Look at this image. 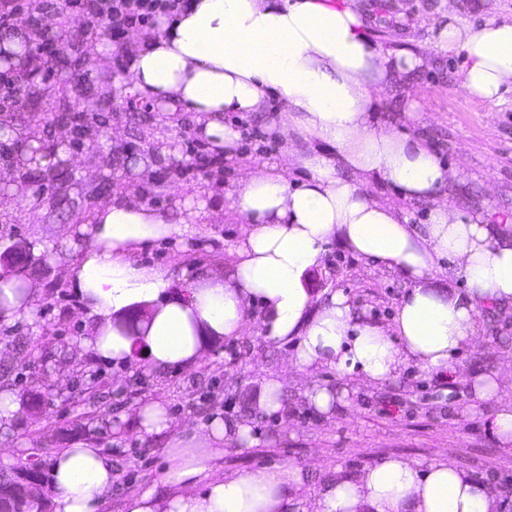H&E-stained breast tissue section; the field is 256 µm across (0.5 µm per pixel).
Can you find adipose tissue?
Here are the masks:
<instances>
[{
  "label": "adipose tissue",
  "mask_w": 512,
  "mask_h": 512,
  "mask_svg": "<svg viewBox=\"0 0 512 512\" xmlns=\"http://www.w3.org/2000/svg\"><path fill=\"white\" fill-rule=\"evenodd\" d=\"M432 46L462 60L460 86L489 105L512 89V19L461 23L449 8ZM129 92L160 102L163 113L195 115L196 135L233 159L240 134L228 112L268 113L283 143L278 160L249 171L230 194L243 234L228 275L201 272L174 289L167 271L140 263L149 241L195 235L198 211L177 216L137 198L101 204L88 240L65 277L92 321L80 348L102 362L144 359L154 372L193 368L222 339L250 324L272 343L293 341L292 363L309 375L305 391L320 413L345 402L312 376L329 365L368 386L415 365L456 375L462 351L477 337L481 310L512 313V215L487 223L443 201L457 176L425 140L383 127L373 113L394 85L406 83L424 54L384 53L368 35L352 0H190L158 30L127 46ZM305 180H290L293 168ZM387 185L397 200L368 196ZM430 206L427 223H411L407 205ZM395 273L407 285L389 324L373 322L344 291L314 304L304 285L330 242ZM447 267L456 285L433 286ZM32 284L0 269V320L31 317ZM141 433L162 440L170 467L157 487L128 499L127 512H288L306 470L288 466L210 478L226 443L252 445L244 420L213 418L204 433L174 432L164 406L139 405ZM116 474L100 448L77 440L51 468L53 512H99ZM493 490L448 460L421 465L388 457L349 476L322 482L312 512H499Z\"/></svg>",
  "instance_id": "adipose-tissue-1"
}]
</instances>
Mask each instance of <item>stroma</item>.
<instances>
[{
	"instance_id": "1",
	"label": "stroma",
	"mask_w": 512,
	"mask_h": 512,
	"mask_svg": "<svg viewBox=\"0 0 512 512\" xmlns=\"http://www.w3.org/2000/svg\"><path fill=\"white\" fill-rule=\"evenodd\" d=\"M363 6L369 36L382 52L411 50L425 53L427 62L402 89L380 103L377 121L403 127L425 138L440 158L458 171L443 192L449 205L466 212H512V91L495 105L468 96L458 84L462 61L430 47V28L448 6L462 20L479 24L488 16L512 17V0H356ZM43 28L60 33L71 66L56 70L53 88L77 85L92 88L111 84L115 100L126 103L111 113L109 136L88 142L63 184L55 186L40 206L7 197L0 200V253L29 247L31 261L17 266L20 277L39 289L32 317L0 321V372H5L16 395H24L32 379H40L44 402L39 410L0 425V469L37 461L50 466L71 438L94 442L107 453L117 472L101 512H124L126 501L153 487L168 464L162 441L143 436L134 414L137 405L161 401L175 429L203 430L213 417L248 420L253 445L228 444L214 465L217 474L244 472L292 464L312 471L313 478L292 495L290 512H303L321 480L336 471L355 474L383 458L405 457L428 464L448 456L456 467L486 482L501 496L500 512H512V446L501 443L487 425L499 401L512 400V387L471 408L465 384H441L419 367L404 368L396 380L351 392L345 405L323 416L311 407L304 390L309 378L290 365L292 344H272L248 329L227 338L204 355L194 368L154 373L144 364L121 368L96 360L77 341L89 321L73 288L65 280L67 265L79 254L70 235L87 214L86 198L100 188L99 202L118 190L141 185V198L158 210L178 212L185 202L203 203L208 218L197 235L180 243L158 241L141 248V264L168 270L176 287L199 271L226 273L230 249L241 224L230 210L227 195L237 189L246 170L277 156L275 136L252 114L229 112L226 122L247 124L262 131V141L241 139L239 157L225 163L223 172L181 179L176 170L188 163V141L195 139L194 115L174 118L155 112L151 123L158 136L142 132L135 107L140 97L128 94L122 73L112 65H85L86 52L111 45L107 20H96L97 37L60 30L55 13L40 16ZM417 101L416 119L407 118L409 101ZM111 155V166L100 162ZM314 296L343 290L356 308L378 322H389L406 291L399 277L366 264L338 244H330L321 267L306 274ZM477 344L464 350L458 368L486 373L512 362V316L492 310L477 319ZM284 384L283 407L273 415L260 413L256 399L264 379Z\"/></svg>"
}]
</instances>
